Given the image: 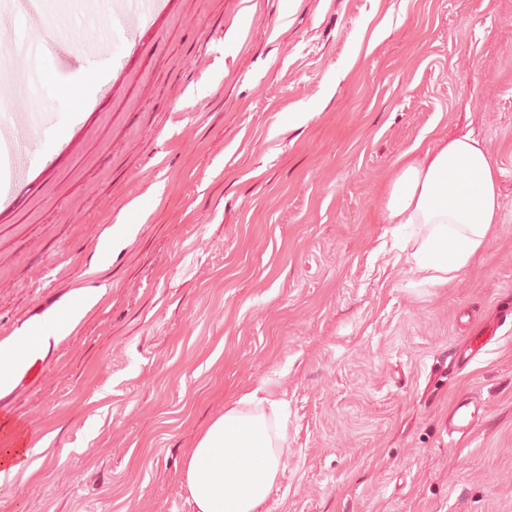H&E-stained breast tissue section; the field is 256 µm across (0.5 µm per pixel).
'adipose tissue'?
<instances>
[{
  "label": "adipose tissue",
  "mask_w": 512,
  "mask_h": 512,
  "mask_svg": "<svg viewBox=\"0 0 512 512\" xmlns=\"http://www.w3.org/2000/svg\"><path fill=\"white\" fill-rule=\"evenodd\" d=\"M96 75L77 71L61 78L53 59H42L36 95L80 106L94 91ZM385 191V223L411 231L414 270L432 285L447 283L483 250L501 221L499 173L480 140L464 135L439 140L420 157H399ZM74 291L61 313L28 331L31 342L68 336L97 302ZM281 402L258 391L226 405L190 449L183 487L192 512H261L285 467L287 427H270Z\"/></svg>",
  "instance_id": "1"
}]
</instances>
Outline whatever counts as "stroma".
Here are the masks:
<instances>
[{
    "label": "stroma",
    "instance_id": "stroma-1",
    "mask_svg": "<svg viewBox=\"0 0 512 512\" xmlns=\"http://www.w3.org/2000/svg\"><path fill=\"white\" fill-rule=\"evenodd\" d=\"M256 3L247 22L242 0H171L135 38L128 0L40 15L12 89L47 55L100 82L78 110L30 100L24 165L0 168V342L100 297L40 380L0 390L37 436L0 512H191L187 452L259 387L287 420L264 512H512V0ZM467 133L502 171V222L426 285L383 190L398 156ZM467 393L487 416L449 435Z\"/></svg>",
    "mask_w": 512,
    "mask_h": 512
}]
</instances>
